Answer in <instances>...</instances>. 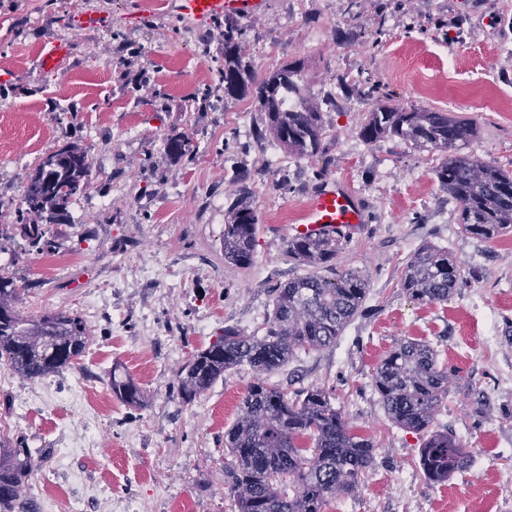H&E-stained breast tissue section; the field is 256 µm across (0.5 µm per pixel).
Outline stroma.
<instances>
[{
    "label": "stroma",
    "instance_id": "1",
    "mask_svg": "<svg viewBox=\"0 0 512 512\" xmlns=\"http://www.w3.org/2000/svg\"><path fill=\"white\" fill-rule=\"evenodd\" d=\"M87 12L104 26L77 30ZM241 25L247 76L303 63L326 130L324 162L285 154L263 136L253 98L225 96L220 29L185 21L172 0H0V222L15 223L43 156L77 144L94 160L54 249L0 241V269L29 285L19 310L74 313L90 330L74 367L0 389V418L11 423L0 434L24 439L35 460L26 496L39 512L76 502L86 512H234L222 442L255 373L237 366L186 405L177 369L224 328L262 329L271 288L306 272L286 252L290 225L317 183L341 178L366 222L335 266L365 275V309L336 346L297 352L270 377L290 392L324 388L375 445L357 493L329 499L324 512H512V234L461 233L432 173L439 153L359 136L379 104L368 79L395 104L472 119L478 131L465 153L511 170L512 0H269ZM351 28L358 37L348 42ZM56 36L73 37L71 57L37 72L38 51ZM176 134L190 147L178 160L164 148ZM242 168L260 227L246 270L226 264L221 248L224 202ZM426 242L447 248L464 277L448 301L419 304L401 288ZM404 338L429 344L459 373L435 428L474 463L439 485L424 479L421 435L394 424L371 386ZM115 372L146 390L142 406L115 397Z\"/></svg>",
    "mask_w": 512,
    "mask_h": 512
}]
</instances>
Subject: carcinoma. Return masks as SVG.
<instances>
[{"label":"carcinoma","mask_w":512,"mask_h":512,"mask_svg":"<svg viewBox=\"0 0 512 512\" xmlns=\"http://www.w3.org/2000/svg\"><path fill=\"white\" fill-rule=\"evenodd\" d=\"M239 21L224 17V95L250 94L265 112V128L279 148L312 163L324 160L325 128L300 84L301 69L287 64L260 80L243 78ZM477 133L469 119L422 107L381 105L367 113L359 135L367 143L383 137L441 154L434 178L455 202L464 234L493 240L512 233V170L463 153ZM93 173L91 149L66 145L41 159L27 174L16 207L17 223L0 235L22 238L35 252L51 250L60 226L72 223L71 208ZM248 173L235 176L239 188L224 207V260L239 269L253 264L258 233L255 208L245 202ZM341 237L288 240L287 253L308 272L273 290V307L263 335L234 328L195 351L178 371V396L189 404L209 390L224 372L249 365L259 378L241 401L239 415L224 432V450L234 464L224 468V485L237 512H323L329 498L353 494L374 456L371 439L352 432L322 387L292 396L265 377L285 366L298 351L336 345L360 315L368 282L359 271L325 278L344 248ZM463 276L448 251L429 243L412 255L401 288L419 304L444 302ZM23 291L17 280L0 274V362L15 374L40 380L73 367L89 345L90 331L78 315L62 311L24 315L16 302ZM453 372L439 363L434 349L404 339L376 365L372 384L388 417L406 430L425 435L421 466L430 484L448 480L471 465L470 452L448 434L432 430L448 396ZM117 399L138 406L145 390L129 377H111ZM33 455L22 438L0 437V512H35L24 494Z\"/></svg>","instance_id":"obj_1"}]
</instances>
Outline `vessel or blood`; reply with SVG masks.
<instances>
[{
	"label": "vessel or blood",
	"mask_w": 512,
	"mask_h": 512,
	"mask_svg": "<svg viewBox=\"0 0 512 512\" xmlns=\"http://www.w3.org/2000/svg\"><path fill=\"white\" fill-rule=\"evenodd\" d=\"M267 0H175V11L183 19L204 22L216 15L252 19L267 10ZM70 45L54 40L41 48L38 68L54 70L67 55ZM365 221L363 207L356 194L333 179L321 181L308 195L299 223L290 225L291 237L346 236Z\"/></svg>",
	"instance_id": "vessel-or-blood-1"
}]
</instances>
